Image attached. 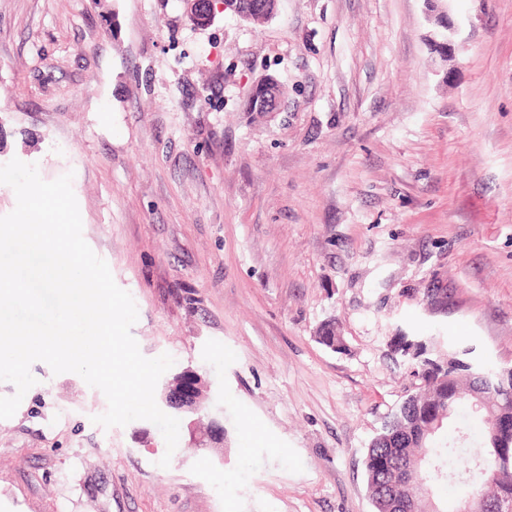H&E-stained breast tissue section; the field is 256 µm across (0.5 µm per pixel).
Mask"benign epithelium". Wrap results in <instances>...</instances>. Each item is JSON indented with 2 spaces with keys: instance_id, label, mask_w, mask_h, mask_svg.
Instances as JSON below:
<instances>
[{
  "instance_id": "benign-epithelium-1",
  "label": "benign epithelium",
  "mask_w": 512,
  "mask_h": 512,
  "mask_svg": "<svg viewBox=\"0 0 512 512\" xmlns=\"http://www.w3.org/2000/svg\"><path fill=\"white\" fill-rule=\"evenodd\" d=\"M428 5V17L433 29L429 34V43L442 50L441 60L448 59L445 50L453 49L455 22L448 9L450 0H425ZM185 16L192 26L198 29L210 27L216 15L226 10L243 16L251 10L244 0H183ZM209 398V386L203 379L197 383L177 386L168 380L162 385L158 403L169 413L178 417L183 428L187 429L190 440L199 446L208 443L219 448L224 446V425L214 418L202 428L197 421L190 420L187 413L203 407Z\"/></svg>"
}]
</instances>
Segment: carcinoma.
Segmentation results:
<instances>
[{
  "mask_svg": "<svg viewBox=\"0 0 512 512\" xmlns=\"http://www.w3.org/2000/svg\"><path fill=\"white\" fill-rule=\"evenodd\" d=\"M397 344L415 362L421 387L387 418L367 450L365 476L374 512H392V501L406 495L414 473L426 480L431 493L463 479L458 463L475 443L484 448L471 463L482 486L458 498L449 512H478L482 504L511 495L512 417L505 409L512 401V375L477 362L467 350L449 354L436 370L425 344L405 335L397 337ZM465 397L476 426L466 424L446 438L444 423L458 416Z\"/></svg>",
  "mask_w": 512,
  "mask_h": 512,
  "instance_id": "cac0c4a2",
  "label": "carcinoma"
}]
</instances>
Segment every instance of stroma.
<instances>
[{
  "label": "stroma",
  "instance_id": "35a3bbf8",
  "mask_svg": "<svg viewBox=\"0 0 512 512\" xmlns=\"http://www.w3.org/2000/svg\"><path fill=\"white\" fill-rule=\"evenodd\" d=\"M449 9L443 63L425 0L203 30L181 0H0V165L72 174L141 353L201 374L196 418L224 423L163 468L156 425L95 424L104 394L34 363L0 512H373L367 448L419 385L396 337L512 367V0ZM266 74L280 111H246Z\"/></svg>",
  "mask_w": 512,
  "mask_h": 512
}]
</instances>
